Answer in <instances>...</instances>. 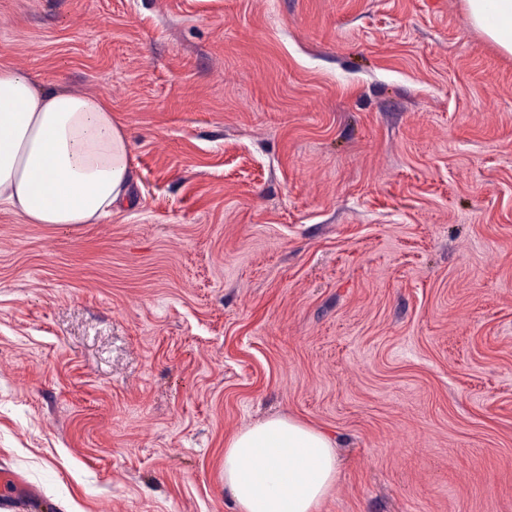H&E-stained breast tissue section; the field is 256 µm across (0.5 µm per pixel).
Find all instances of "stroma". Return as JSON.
<instances>
[{
    "label": "stroma",
    "mask_w": 512,
    "mask_h": 512,
    "mask_svg": "<svg viewBox=\"0 0 512 512\" xmlns=\"http://www.w3.org/2000/svg\"><path fill=\"white\" fill-rule=\"evenodd\" d=\"M105 96L132 201L0 208V469L41 512H236L224 444L330 435L319 512H512V55L464 0H0Z\"/></svg>",
    "instance_id": "1"
}]
</instances>
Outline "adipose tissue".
Wrapping results in <instances>:
<instances>
[{
  "label": "adipose tissue",
  "mask_w": 512,
  "mask_h": 512,
  "mask_svg": "<svg viewBox=\"0 0 512 512\" xmlns=\"http://www.w3.org/2000/svg\"><path fill=\"white\" fill-rule=\"evenodd\" d=\"M512 54V0H464ZM134 158L104 97L52 87L0 63V206L31 224H94L126 200ZM338 478L333 441L286 417L232 436L224 485L237 512H316Z\"/></svg>",
  "instance_id": "1"
}]
</instances>
